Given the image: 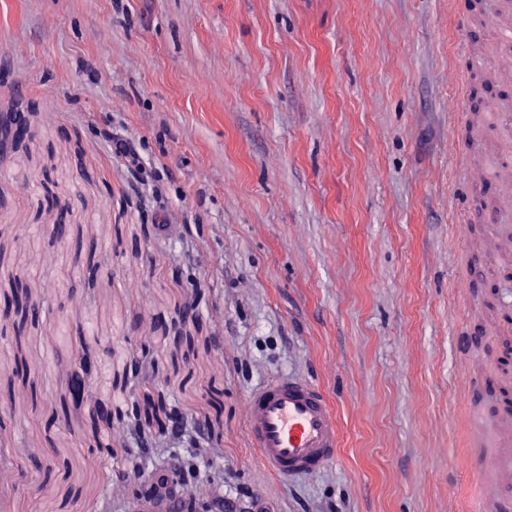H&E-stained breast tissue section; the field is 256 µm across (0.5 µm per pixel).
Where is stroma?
I'll use <instances>...</instances> for the list:
<instances>
[{
    "instance_id": "stroma-1",
    "label": "stroma",
    "mask_w": 512,
    "mask_h": 512,
    "mask_svg": "<svg viewBox=\"0 0 512 512\" xmlns=\"http://www.w3.org/2000/svg\"><path fill=\"white\" fill-rule=\"evenodd\" d=\"M457 2L0 0V296L37 308L0 316L7 512H140L177 462L183 512L212 508L198 480L265 512H466L512 488L470 469L467 429L512 387V235L457 221L512 180L489 119L512 73L476 79L499 0L468 27ZM80 332L112 409L96 435L56 419ZM280 376L340 432L289 482L245 421Z\"/></svg>"
}]
</instances>
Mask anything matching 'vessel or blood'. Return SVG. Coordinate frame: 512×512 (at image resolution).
Masks as SVG:
<instances>
[{"label": "vessel or blood", "instance_id": "vessel-or-blood-1", "mask_svg": "<svg viewBox=\"0 0 512 512\" xmlns=\"http://www.w3.org/2000/svg\"><path fill=\"white\" fill-rule=\"evenodd\" d=\"M246 428L266 469L283 480L321 472L339 448L335 413L325 393L306 380L281 377L251 392Z\"/></svg>", "mask_w": 512, "mask_h": 512}]
</instances>
